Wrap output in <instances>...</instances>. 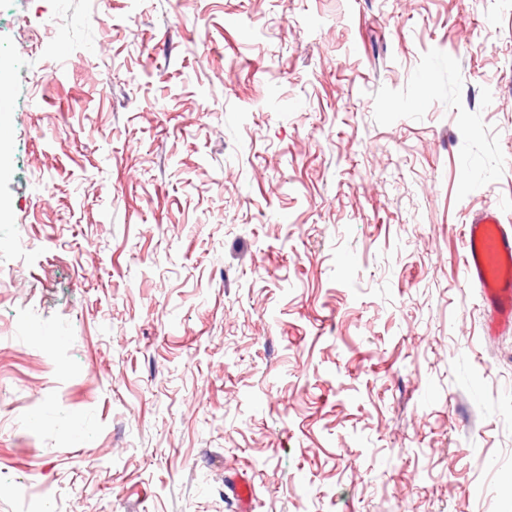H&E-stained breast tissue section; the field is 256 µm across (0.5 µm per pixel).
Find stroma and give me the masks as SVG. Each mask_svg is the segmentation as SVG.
<instances>
[{
  "label": "stroma",
  "instance_id": "1",
  "mask_svg": "<svg viewBox=\"0 0 512 512\" xmlns=\"http://www.w3.org/2000/svg\"><path fill=\"white\" fill-rule=\"evenodd\" d=\"M0 90V486L506 512L512 0H0ZM463 273L481 288L489 314L487 335L512 329V225L502 224L498 209L476 214L463 225Z\"/></svg>",
  "mask_w": 512,
  "mask_h": 512
}]
</instances>
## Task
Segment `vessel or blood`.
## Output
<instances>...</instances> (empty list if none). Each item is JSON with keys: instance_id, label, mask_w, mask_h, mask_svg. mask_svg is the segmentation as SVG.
Listing matches in <instances>:
<instances>
[{"instance_id": "1", "label": "vessel or blood", "mask_w": 512, "mask_h": 512, "mask_svg": "<svg viewBox=\"0 0 512 512\" xmlns=\"http://www.w3.org/2000/svg\"><path fill=\"white\" fill-rule=\"evenodd\" d=\"M463 273L481 290L488 335L512 329V225L499 212L476 214L462 230Z\"/></svg>"}]
</instances>
